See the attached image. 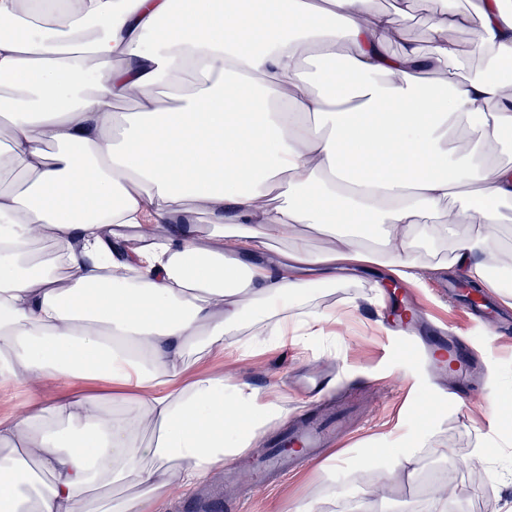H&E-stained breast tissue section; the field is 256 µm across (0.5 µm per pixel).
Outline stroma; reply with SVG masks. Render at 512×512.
<instances>
[{
  "mask_svg": "<svg viewBox=\"0 0 512 512\" xmlns=\"http://www.w3.org/2000/svg\"><path fill=\"white\" fill-rule=\"evenodd\" d=\"M454 270L427 263L404 287L418 296L425 322L445 319L466 349L487 372L470 396L454 391L453 371L422 372L408 356L396 333L383 322L378 290L384 275L361 266L336 272L334 287L316 299L334 311L335 321L323 328L335 340L334 353L320 341L287 346L257 357L226 364L237 380L258 390L277 387L287 396L289 416H297L305 400L300 384L309 371L327 375L332 399L345 409L344 435L338 449L327 450L298 474L251 490L245 476L223 483L224 512H297L314 502L318 512H346L345 499L372 488L367 512H423L432 487L453 481L448 512H512V308L506 319L472 321L433 288L459 279ZM499 396L508 411L489 413L487 398ZM425 445L408 470H399L405 446L417 437ZM465 467L449 466V458Z\"/></svg>",
  "mask_w": 512,
  "mask_h": 512,
  "instance_id": "35a3bbf8",
  "label": "stroma"
}]
</instances>
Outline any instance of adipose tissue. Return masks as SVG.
<instances>
[{"mask_svg":"<svg viewBox=\"0 0 512 512\" xmlns=\"http://www.w3.org/2000/svg\"><path fill=\"white\" fill-rule=\"evenodd\" d=\"M441 2L424 49L411 0H0V382L30 395L0 417V512H159L251 447L285 397L222 366L321 334L305 270L405 279L426 247L500 288L512 0H475L466 78Z\"/></svg>","mask_w":512,"mask_h":512,"instance_id":"1","label":"adipose tissue"}]
</instances>
